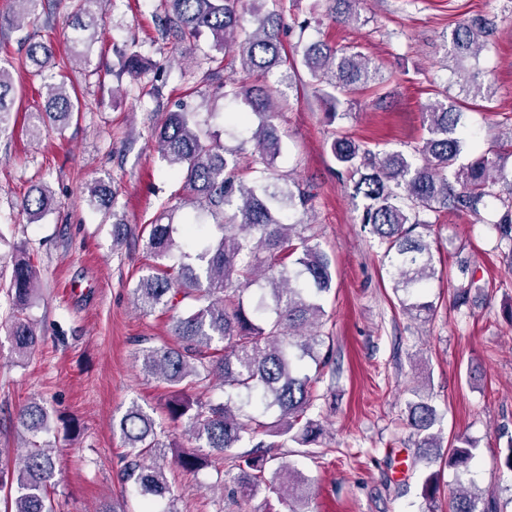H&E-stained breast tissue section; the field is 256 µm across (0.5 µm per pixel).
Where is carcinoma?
Listing matches in <instances>:
<instances>
[{
  "label": "carcinoma",
  "mask_w": 512,
  "mask_h": 512,
  "mask_svg": "<svg viewBox=\"0 0 512 512\" xmlns=\"http://www.w3.org/2000/svg\"><path fill=\"white\" fill-rule=\"evenodd\" d=\"M18 6L0 18L20 25L35 12L40 0H12ZM107 0H70L72 25L67 62L88 60L98 39ZM165 34L177 41L196 38L207 31L213 47L237 53L248 73L269 74L284 62L280 15L263 10L267 0H252L255 27L244 40L237 37L239 0H165ZM359 0H329V9L342 18L357 12ZM487 30L473 20L460 22L452 30L446 58L455 67L475 59L485 46ZM25 61L38 70L60 66L51 40L28 41ZM301 63L312 76L335 91L351 95L364 88L378 67L358 53H346L322 41L306 46ZM122 69L140 77L148 65L135 50L121 55ZM44 110L33 114L34 136L55 130L63 132L81 112L77 95L65 81L46 83ZM463 99L441 98L424 107L428 137L418 154L421 161L401 152L380 156L346 136L334 138L331 154L339 173L354 181V195L363 201L361 223L385 245L384 257L393 270V288L404 292L403 311L419 319L433 311L424 300L427 283L442 275L435 265L434 242L428 240L438 213L454 208L479 214L488 199L498 201L496 219L490 221L499 242L508 246L512 258V171H505L503 156L483 154L459 166L465 133L461 108L472 101H487L491 85L471 80L462 88ZM16 90L8 67L0 65V134L10 128ZM224 97L242 99L261 117L251 138L256 141L255 161L269 171L281 152L280 138L269 121L275 99L265 88L241 83L224 84ZM157 151L169 173L183 179L187 201L213 220L219 231L207 236L201 224L151 225L146 251L156 261L177 260L173 276L156 272L143 275L133 294L144 313L160 307L171 313L173 347L146 346L137 360L144 373L172 389L166 403L170 421L184 425L198 441V448L177 458L179 466L195 473L215 454L228 462L224 475H233L239 492L252 497L261 487L278 492L265 471L288 474V512H305L307 484L296 469L283 463L279 449L292 442L300 447L315 443L321 424L307 413L318 400L315 384L332 359L331 348L313 328L324 316L322 296L332 288L331 261L314 236L304 235L307 224L284 221L290 210H307L310 196L284 187L273 176L247 185L239 178L237 161L226 157L224 145L199 127L196 115L182 109L167 113L152 130ZM89 202L104 213H112L113 245L123 244L133 227L119 215L116 191L99 180L91 183ZM53 196L45 185H36L22 200V211L31 221L51 209ZM232 209V223H224V212ZM456 302L465 303L473 289H480L474 273L461 269ZM35 267L23 259L14 262L10 289L15 312L8 333L20 359L31 355L40 342L34 324L23 317L38 293ZM260 294L250 306L244 294L254 286ZM224 344V354L212 353L213 345ZM315 364V376L302 372L304 361ZM217 385L222 399L203 398ZM408 401V426L415 447L429 463L456 469L474 458L477 448L465 438L448 441V454L441 453L442 441L433 432L439 415L428 398L413 391ZM18 419L25 431L37 437L50 430L49 413L39 402L23 407ZM127 453L122 457L121 481L129 484L147 502L171 493L161 452L166 447L164 429L154 417L133 401L120 418L112 421ZM261 453L239 452L243 445ZM56 457L52 450L32 440L27 450L15 457L0 448V488L6 491L5 512H54L48 487L55 482ZM441 471L430 473L421 488L423 499L434 503ZM448 512H497L495 502L462 488L448 498Z\"/></svg>",
  "instance_id": "carcinoma-1"
}]
</instances>
